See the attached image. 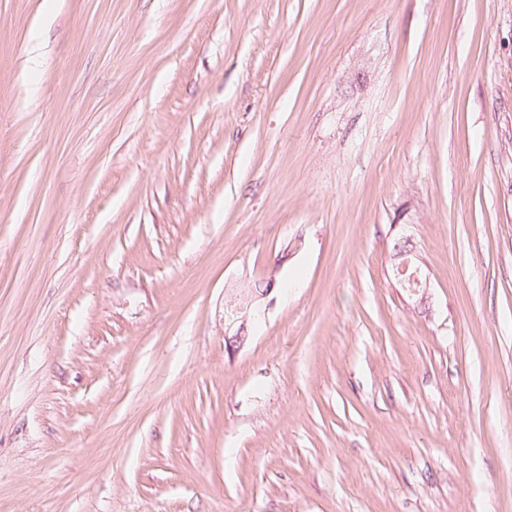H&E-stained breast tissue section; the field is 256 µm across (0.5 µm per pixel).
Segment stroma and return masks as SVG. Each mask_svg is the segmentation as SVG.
Listing matches in <instances>:
<instances>
[{
	"mask_svg": "<svg viewBox=\"0 0 512 512\" xmlns=\"http://www.w3.org/2000/svg\"><path fill=\"white\" fill-rule=\"evenodd\" d=\"M0 512H512V0H0ZM409 255H411L410 251L405 252H397L393 254V260L394 262V275L397 279L398 284L401 288H414V284L416 283V288H421L422 293L419 298V304L425 305L428 299V293L427 288H429L428 278L423 275L420 268H417L416 273L413 274L411 277L410 283L411 286L408 287L406 284V280L402 278L404 276L411 264V261L409 259ZM268 282L262 281L259 284L254 285V290L256 293H262L266 290V288H270L267 292L261 295H255L254 297H250L249 301L246 305L239 304L236 305L234 310L232 311V317L229 320L224 319V342L225 349L228 352L235 353L237 352L245 343L247 336H245L246 325L251 317H255L261 315V310L258 307H253V303H255L258 299L267 298L275 287V278L271 277L267 280Z\"/></svg>",
	"mask_w": 512,
	"mask_h": 512,
	"instance_id": "obj_1",
	"label": "stroma"
}]
</instances>
